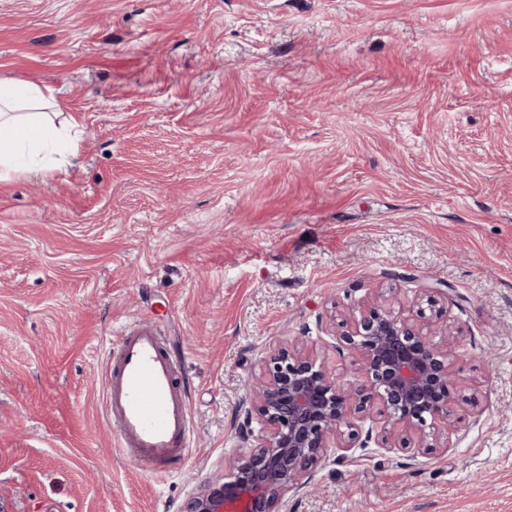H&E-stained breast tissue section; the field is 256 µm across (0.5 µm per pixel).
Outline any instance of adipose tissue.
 <instances>
[{"mask_svg": "<svg viewBox=\"0 0 512 512\" xmlns=\"http://www.w3.org/2000/svg\"><path fill=\"white\" fill-rule=\"evenodd\" d=\"M54 99L49 86L0 81V181L18 173H42V155L75 146L81 124L76 117L55 123L46 108Z\"/></svg>", "mask_w": 512, "mask_h": 512, "instance_id": "obj_1", "label": "adipose tissue"}]
</instances>
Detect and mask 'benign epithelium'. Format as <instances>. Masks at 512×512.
I'll list each match as a JSON object with an SVG mask.
<instances>
[{
  "instance_id": "benign-epithelium-1",
  "label": "benign epithelium",
  "mask_w": 512,
  "mask_h": 512,
  "mask_svg": "<svg viewBox=\"0 0 512 512\" xmlns=\"http://www.w3.org/2000/svg\"><path fill=\"white\" fill-rule=\"evenodd\" d=\"M348 323L342 339L360 355L350 378L330 375L316 355L290 343L252 376L266 435L229 463V480L205 483L185 512H273L285 492L305 486L330 444L355 435L351 417L375 406L385 433L419 430L429 418L455 425L451 387L460 358L453 336L439 346L430 339L433 322L414 323L380 299Z\"/></svg>"
}]
</instances>
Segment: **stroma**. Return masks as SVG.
Masks as SVG:
<instances>
[{
	"label": "stroma",
	"mask_w": 512,
	"mask_h": 512,
	"mask_svg": "<svg viewBox=\"0 0 512 512\" xmlns=\"http://www.w3.org/2000/svg\"><path fill=\"white\" fill-rule=\"evenodd\" d=\"M0 80L84 126L0 184V512H184L264 424L283 342L336 375L340 319L391 289L463 360L444 448H331L279 512H512V0H0ZM160 327L192 447L118 448L116 328Z\"/></svg>",
	"instance_id": "35a3bbf8"
}]
</instances>
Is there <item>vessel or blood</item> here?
Here are the masks:
<instances>
[{
	"label": "vessel or blood",
	"instance_id": "obj_1",
	"mask_svg": "<svg viewBox=\"0 0 512 512\" xmlns=\"http://www.w3.org/2000/svg\"><path fill=\"white\" fill-rule=\"evenodd\" d=\"M104 394L107 415L127 455L158 471L171 461H187L189 398L183 373L158 329L119 330L108 351Z\"/></svg>",
	"mask_w": 512,
	"mask_h": 512
}]
</instances>
